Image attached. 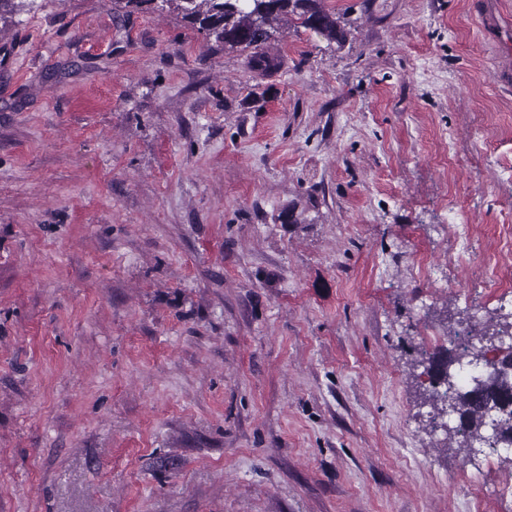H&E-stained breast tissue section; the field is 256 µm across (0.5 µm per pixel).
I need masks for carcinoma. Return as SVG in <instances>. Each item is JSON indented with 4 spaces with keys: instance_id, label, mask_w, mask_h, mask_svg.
Wrapping results in <instances>:
<instances>
[{
    "instance_id": "cac0c4a2",
    "label": "carcinoma",
    "mask_w": 512,
    "mask_h": 512,
    "mask_svg": "<svg viewBox=\"0 0 512 512\" xmlns=\"http://www.w3.org/2000/svg\"><path fill=\"white\" fill-rule=\"evenodd\" d=\"M184 18L215 41L229 50H250L260 67L271 65V59L263 52L264 45L274 36V24L283 16H295L301 24L341 41L344 32L335 18L325 11L322 0H179ZM476 328L453 336H465V341L446 354L434 355L425 359L428 363L426 374L429 377L430 394L436 415L451 407L458 414L459 425L456 434L462 437L463 444L472 448L476 440L484 439L489 411L495 407L506 409V416L500 420L509 433L512 445V379L509 378V361L506 355L499 360L500 369L492 370L478 383H461L459 370L464 363L487 361L483 351L470 348V340Z\"/></svg>"
}]
</instances>
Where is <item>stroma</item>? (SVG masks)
Instances as JSON below:
<instances>
[{
	"mask_svg": "<svg viewBox=\"0 0 512 512\" xmlns=\"http://www.w3.org/2000/svg\"><path fill=\"white\" fill-rule=\"evenodd\" d=\"M482 2L323 0L344 40L281 21L267 69L173 5L0 17V512H512V451L423 402L512 322ZM499 235L503 246L494 256V262L487 268L486 274L494 288H491L494 300L506 306L512 305V225L501 224Z\"/></svg>",
	"mask_w": 512,
	"mask_h": 512,
	"instance_id": "stroma-1",
	"label": "stroma"
}]
</instances>
